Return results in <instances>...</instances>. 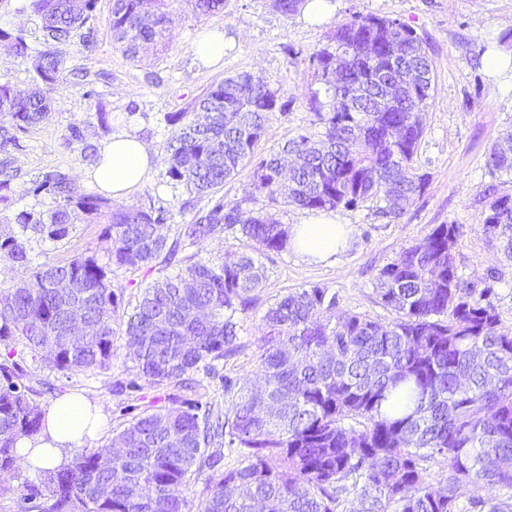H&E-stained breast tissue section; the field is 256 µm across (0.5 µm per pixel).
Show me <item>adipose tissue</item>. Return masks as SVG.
<instances>
[{
	"mask_svg": "<svg viewBox=\"0 0 512 512\" xmlns=\"http://www.w3.org/2000/svg\"><path fill=\"white\" fill-rule=\"evenodd\" d=\"M154 152L138 136L122 131L113 134L101 152L96 166L83 172L85 180L95 184L113 201H132L137 191L153 172ZM290 246L305 260L325 262L345 250L352 238L349 225L336 214L321 213L302 223L291 225ZM101 414L97 406L80 392L57 399L44 411L41 432L18 439L16 451L28 468L36 473H49L66 466L70 449L100 427Z\"/></svg>",
	"mask_w": 512,
	"mask_h": 512,
	"instance_id": "1",
	"label": "adipose tissue"
}]
</instances>
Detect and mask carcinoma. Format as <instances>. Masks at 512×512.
Returning a JSON list of instances; mask_svg holds the SVG:
<instances>
[{
  "mask_svg": "<svg viewBox=\"0 0 512 512\" xmlns=\"http://www.w3.org/2000/svg\"><path fill=\"white\" fill-rule=\"evenodd\" d=\"M224 2L195 0V7L214 17ZM96 3L29 0L34 32L0 30L34 74L25 96L0 86V208L13 204L12 153L49 119L46 90L66 71L58 47L76 37L83 49L94 47ZM165 7L166 0H112L108 24L127 58L138 60L145 45L166 47ZM308 61L328 98L307 96L319 131L256 162L271 115L286 114L288 103L249 73L210 86L193 111L164 116L168 177L194 195L187 222L157 196L127 208L86 193L61 169L30 181L29 193L51 197L54 207L18 211L15 231L0 237V260L30 269L29 280L0 287V498L15 493L10 480L20 478L17 439L43 427L35 386L52 389L33 378L27 360L51 373L92 372L109 365L121 337L139 377L177 393L164 410H121L106 444L74 449L38 485L22 482L17 512H190L179 488L192 482L203 485L200 512H512V328L492 300L495 271L481 288L463 277L458 224L436 226L379 269L374 293L392 320L340 312L324 287L298 288L262 316L259 385L226 378L224 399L197 395L201 378L218 376L219 363L238 351L239 317L266 278L254 251L214 259L202 255L204 245L227 233L255 251H288V227L250 209L254 194L270 208L369 204L396 222L429 181L418 150L435 67L411 28L357 15ZM399 65L422 70L425 80L386 99L382 81L402 77ZM506 141L486 158L498 183L485 191L481 228L512 263V195L500 190L512 181V133ZM67 143L98 155L79 126L69 128ZM249 162L251 191L225 200L224 181ZM79 218L105 220L108 263L76 255L30 268L31 244L67 240ZM118 271L158 277L127 300L113 285ZM71 279L82 281L79 309L97 327L88 337L59 292ZM61 336L76 340L58 346ZM226 448L248 453L226 470ZM469 486L487 497L464 499ZM349 497L354 506L344 510Z\"/></svg>",
  "mask_w": 512,
  "mask_h": 512,
  "instance_id": "carcinoma-1",
  "label": "carcinoma"
}]
</instances>
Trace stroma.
Instances as JSON below:
<instances>
[{"label": "stroma", "instance_id": "obj_1", "mask_svg": "<svg viewBox=\"0 0 512 512\" xmlns=\"http://www.w3.org/2000/svg\"><path fill=\"white\" fill-rule=\"evenodd\" d=\"M111 9L112 0H97L92 51H82L75 43L62 48L68 67L106 75L100 100L87 99L68 75L49 91L48 121L28 132L22 151L15 155L14 207L0 212V230L11 224L13 210L51 208L50 199L34 198L28 191L35 174L61 168L75 178L88 169L80 147L66 143L73 125L83 128L87 142L99 147L120 131L144 140L156 155L152 177L137 192L135 206L147 204L149 193L160 185L171 207L179 208L188 191L167 181V155L161 149L166 113L187 108L224 77L254 74L288 103L287 114H272L266 135L255 149L256 157L266 156L310 128L312 115L305 94L320 88L321 80L308 64L309 55L327 43L338 23L371 14L409 26L425 41L435 64V88L423 115L425 134L418 152L419 168L428 173L429 183L394 223L364 206L337 208L341 223L352 225L355 233L350 248L335 259L310 263L292 251L262 256L266 280L256 305L240 320V348L226 361L223 374L239 383L254 378L262 317L277 298L297 288H327L335 293L339 310L391 320V312L376 301L374 278L402 248L422 240L439 224L461 227L457 261L465 278L475 281L488 270L496 271L494 303L503 325L512 327V266L499 262L480 228L483 191L491 182L485 158L502 133L512 130V90H503L485 72L481 60L499 42L512 50L511 41L501 40L512 33V0H334L332 15L320 25L308 24L300 12L286 16L275 11L271 0H227L223 15L217 17L200 15L194 0H169V42L163 50L148 51L138 63L113 44L108 25ZM207 27L224 30V61L214 68L201 66L193 54L198 33ZM101 232L100 224L76 223L67 244L47 240L35 245L30 256L36 264L81 254L106 261L111 242ZM136 378L125 343L118 338L109 368L55 378L53 390L42 392L38 402L45 408L65 393L87 394L105 421L104 428L85 442L86 447L96 448L111 438L122 408H168L165 388L145 383L137 391L129 387L114 391L115 382L128 385Z\"/></svg>", "mask_w": 512, "mask_h": 512}]
</instances>
